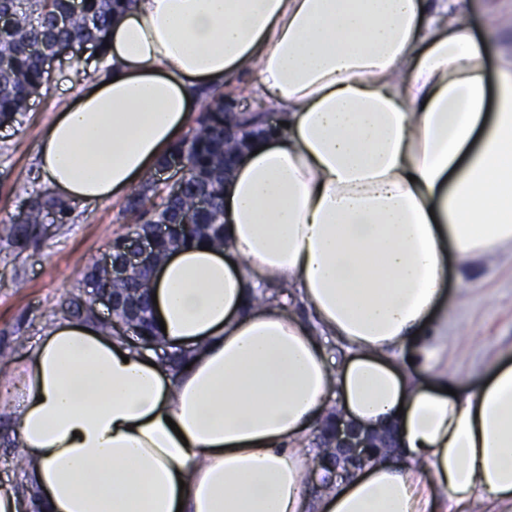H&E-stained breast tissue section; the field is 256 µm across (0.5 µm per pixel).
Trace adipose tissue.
Segmentation results:
<instances>
[{
  "instance_id": "ef3b65f1",
  "label": "adipose tissue",
  "mask_w": 512,
  "mask_h": 512,
  "mask_svg": "<svg viewBox=\"0 0 512 512\" xmlns=\"http://www.w3.org/2000/svg\"><path fill=\"white\" fill-rule=\"evenodd\" d=\"M457 0H136L109 66L46 126L65 199L126 196L181 136L200 87L245 73L285 124L224 182V245L150 280V366L97 320L34 344L17 445L38 495L0 512H512V350L471 389L441 367L448 259L512 251V58L488 79ZM286 298L256 303L261 290ZM394 427L379 459L310 496L303 443L329 409Z\"/></svg>"
}]
</instances>
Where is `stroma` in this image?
Listing matches in <instances>:
<instances>
[{"label":"stroma","mask_w":512,"mask_h":512,"mask_svg":"<svg viewBox=\"0 0 512 512\" xmlns=\"http://www.w3.org/2000/svg\"><path fill=\"white\" fill-rule=\"evenodd\" d=\"M472 33L487 48L484 64L494 73L500 55H512V0H465ZM46 85L53 97L36 95L9 135H0V224L23 211L33 191L46 185L36 175L42 133L55 112L70 101L77 87L103 75L106 62L82 50L60 53L48 64ZM252 76L235 85L203 91L195 102L203 112L215 96L239 108L267 111L282 119L249 87ZM127 199L105 203H70L66 222L46 220L43 231L24 249L0 242V380L18 379L26 352L55 322L64 319L61 305L70 294L90 298V268L108 251L113 239L132 233L137 220ZM448 347L441 359L462 380L474 382L486 365V351L512 346V254L466 267L448 261Z\"/></svg>","instance_id":"stroma-1"}]
</instances>
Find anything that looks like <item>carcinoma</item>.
<instances>
[{"label":"carcinoma","mask_w":512,"mask_h":512,"mask_svg":"<svg viewBox=\"0 0 512 512\" xmlns=\"http://www.w3.org/2000/svg\"><path fill=\"white\" fill-rule=\"evenodd\" d=\"M135 0H0V123L19 121L30 98L47 79V56L72 44H90L105 53L104 35L112 17ZM245 137L224 136V99L218 97L202 112L192 130L175 142L169 154L185 159L186 181L179 196L147 224H176L178 228L158 243L162 255L196 240L224 246V158L232 157ZM209 203L200 211L199 200ZM54 212L67 218V205L47 193L30 197L18 221L0 225V239L20 247L38 230L44 217ZM63 304L75 317L89 316V301L68 295Z\"/></svg>","instance_id":"carcinoma-1"}]
</instances>
